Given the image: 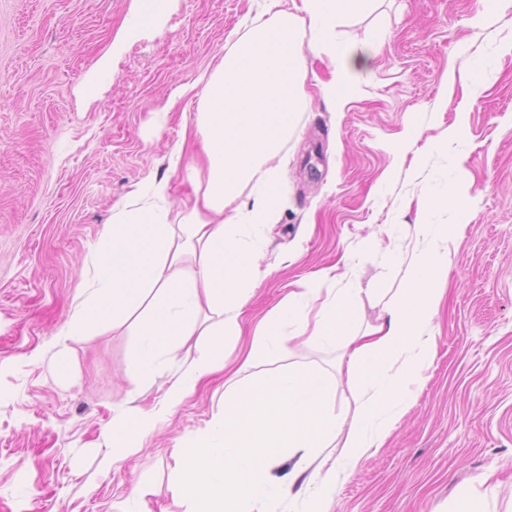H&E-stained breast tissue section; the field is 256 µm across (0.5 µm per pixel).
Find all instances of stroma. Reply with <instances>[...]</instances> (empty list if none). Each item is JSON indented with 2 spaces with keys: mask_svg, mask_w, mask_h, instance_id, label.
I'll return each mask as SVG.
<instances>
[{
  "mask_svg": "<svg viewBox=\"0 0 512 512\" xmlns=\"http://www.w3.org/2000/svg\"><path fill=\"white\" fill-rule=\"evenodd\" d=\"M270 0H169L127 33L138 0H0V512H125L149 478L150 512H185L168 490L178 445L224 410V376L206 378L146 437L138 454L101 466L113 420L159 406L178 366L138 383L135 338L70 323L91 291L112 208L137 185L166 180L179 206L199 144L193 83L220 63L246 18ZM485 0H377L341 27L351 42L381 29L369 70L344 111L320 94L329 57L307 54L310 104L283 155L282 206L258 250L261 277L235 350L303 278L333 271L356 292L358 329L377 323L376 291L399 288L417 247V205L448 185L468 203L448 245L437 351L410 411L383 448L342 475L332 512H448L473 490L512 512V7L482 27ZM489 55L476 83L448 74ZM109 82L91 86L103 57ZM462 136L444 142L442 132ZM181 150L183 166L169 157ZM67 346L75 377L53 359ZM488 475L485 485L477 475Z\"/></svg>",
  "mask_w": 512,
  "mask_h": 512,
  "instance_id": "stroma-1",
  "label": "stroma"
}]
</instances>
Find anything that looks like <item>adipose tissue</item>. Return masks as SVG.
I'll use <instances>...</instances> for the list:
<instances>
[{"instance_id": "ef3b65f1", "label": "adipose tissue", "mask_w": 512, "mask_h": 512, "mask_svg": "<svg viewBox=\"0 0 512 512\" xmlns=\"http://www.w3.org/2000/svg\"><path fill=\"white\" fill-rule=\"evenodd\" d=\"M374 2L301 0L299 11L254 20L203 78L193 133L205 144L207 163L188 171L197 184L193 199L171 208L166 184L155 180L113 207L112 234L92 258L97 273L80 328L128 326L141 381L153 380L190 337L201 343L157 409L113 423L104 465L139 452L157 422L205 375L225 368L226 341L240 335L241 310L260 276L253 244L277 216L280 156L307 101L305 54L333 60L335 73L322 95L343 110L370 52L338 30ZM448 208L465 218L459 197L445 192L429 193L419 205V251L406 264L401 288L382 289L380 324L355 331L350 292L323 299L321 276L299 280L258 323L246 358L262 355L280 367L261 381L229 377L223 414L178 449L171 490L187 512H272L273 499L290 485L303 495L305 512H329L340 475L384 446L436 354L433 321L448 275L447 243L460 227L430 223L429 215ZM317 298L322 305L314 314L310 303ZM295 337L328 347L344 339L336 373L363 391L352 425L333 408L336 373L283 365ZM341 436L344 453L329 468L319 467ZM293 457L298 463L287 482L275 481L273 468Z\"/></svg>"}]
</instances>
